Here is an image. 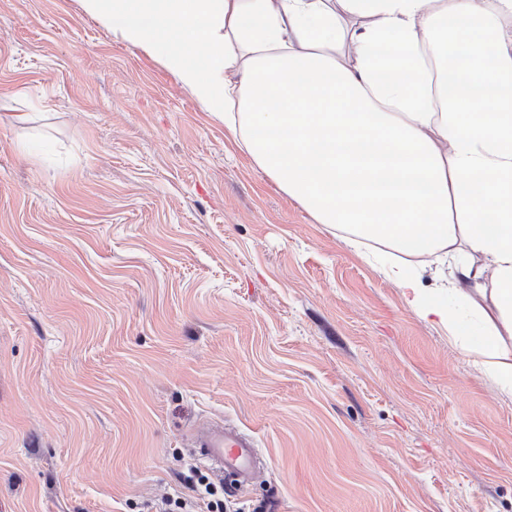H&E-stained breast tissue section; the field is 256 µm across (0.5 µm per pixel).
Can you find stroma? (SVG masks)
Segmentation results:
<instances>
[{"label":"stroma","mask_w":512,"mask_h":512,"mask_svg":"<svg viewBox=\"0 0 512 512\" xmlns=\"http://www.w3.org/2000/svg\"><path fill=\"white\" fill-rule=\"evenodd\" d=\"M201 418L245 508L512 512V397L82 0H0V512H152Z\"/></svg>","instance_id":"obj_1"}]
</instances>
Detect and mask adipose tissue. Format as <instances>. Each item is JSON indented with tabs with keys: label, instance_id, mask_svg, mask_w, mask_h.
I'll list each match as a JSON object with an SVG mask.
<instances>
[{
	"label": "adipose tissue",
	"instance_id": "1",
	"mask_svg": "<svg viewBox=\"0 0 512 512\" xmlns=\"http://www.w3.org/2000/svg\"><path fill=\"white\" fill-rule=\"evenodd\" d=\"M512 396V0H83ZM450 279L422 284L417 259ZM492 311L467 308L463 287Z\"/></svg>",
	"mask_w": 512,
	"mask_h": 512
}]
</instances>
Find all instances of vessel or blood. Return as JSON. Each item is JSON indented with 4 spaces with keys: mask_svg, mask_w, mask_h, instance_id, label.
<instances>
[{
    "mask_svg": "<svg viewBox=\"0 0 512 512\" xmlns=\"http://www.w3.org/2000/svg\"><path fill=\"white\" fill-rule=\"evenodd\" d=\"M189 441L195 461L223 480L231 491L250 488L265 475L255 439L235 425L198 420L191 427Z\"/></svg>",
    "mask_w": 512,
    "mask_h": 512,
    "instance_id": "1",
    "label": "vessel or blood"
}]
</instances>
